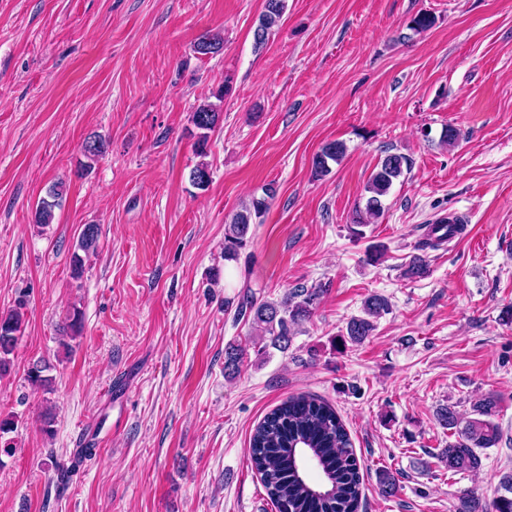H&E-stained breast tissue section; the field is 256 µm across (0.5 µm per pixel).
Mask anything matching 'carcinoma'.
Returning <instances> with one entry per match:
<instances>
[{"mask_svg":"<svg viewBox=\"0 0 512 512\" xmlns=\"http://www.w3.org/2000/svg\"><path fill=\"white\" fill-rule=\"evenodd\" d=\"M285 0H264L259 24L254 32L255 44L265 45L272 29L278 26L285 13ZM224 48V39L218 35L205 37L197 43L195 50L203 56L217 55ZM229 81L215 95L217 102L205 100L197 105L192 123L199 130L197 145L205 153L209 132L214 130L221 118V105L229 92ZM106 149V142L98 135L90 136L83 144L84 156L93 161ZM345 152L343 143L333 141L322 147L313 161L314 174L325 176L330 172L329 162L339 161ZM408 158L398 153H388L371 175L363 210L357 212L352 233L362 238L361 227L371 224L384 212V198L394 181L399 179ZM191 182L200 190L211 182L209 164L202 161L190 174ZM65 193L61 182L51 184L46 196L39 200L34 213V222L41 227L53 223L55 208ZM276 188L268 184L262 187V195H252L241 204L224 233V260L236 262L240 251L247 245L250 227L262 223ZM464 225L457 218H440L430 229L429 238L422 242L421 249L436 248L445 240L462 233ZM99 228L86 224L79 236L78 249L88 253L97 248ZM428 272V263L421 255L413 256L404 268V275L423 278ZM324 286L293 288L278 302H270L256 296L246 288L233 298L224 300V307L235 308V316L246 319L262 332L270 335V345L280 351L291 343V327L308 319ZM389 302L380 294H372L363 302V315L353 317L347 324L346 336L341 341L354 344L364 342L374 330L373 320L388 313ZM24 326V315L16 308L0 315V374L8 371ZM243 360L241 349L229 344L224 351V374L238 373ZM50 369L44 360L31 363L27 380L45 392L53 390V379L46 375ZM474 417L464 420L451 406L437 412L439 424L455 431L457 438L442 452L448 469L454 472H473L480 468L478 448H493L501 440L500 428L494 422L498 413V400L487 396L474 405ZM251 459L260 474L268 496L276 509L282 512H357L361 498L362 476L352 448V442L335 409L328 403L306 395L294 396L277 406L255 428L251 439ZM313 458L318 463L321 478L311 479L304 463ZM504 493L491 504V512H512V475L503 477Z\"/></svg>","mask_w":512,"mask_h":512,"instance_id":"carcinoma-1","label":"carcinoma"}]
</instances>
